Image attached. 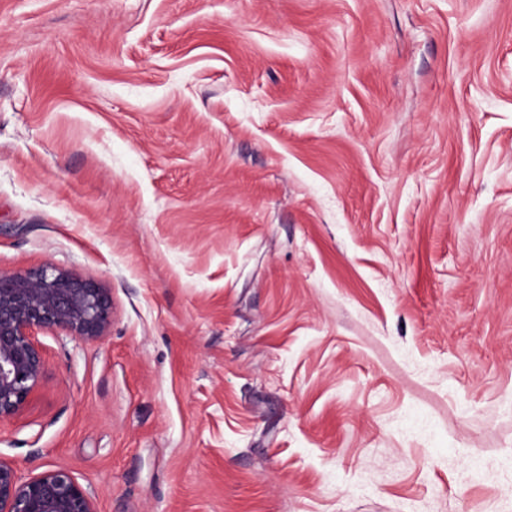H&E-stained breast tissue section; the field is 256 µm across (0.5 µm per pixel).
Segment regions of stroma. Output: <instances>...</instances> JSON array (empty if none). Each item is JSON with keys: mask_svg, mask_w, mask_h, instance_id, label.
I'll return each mask as SVG.
<instances>
[{"mask_svg": "<svg viewBox=\"0 0 512 512\" xmlns=\"http://www.w3.org/2000/svg\"><path fill=\"white\" fill-rule=\"evenodd\" d=\"M112 293L0 424L97 512H512V0H0V271Z\"/></svg>", "mask_w": 512, "mask_h": 512, "instance_id": "stroma-1", "label": "stroma"}]
</instances>
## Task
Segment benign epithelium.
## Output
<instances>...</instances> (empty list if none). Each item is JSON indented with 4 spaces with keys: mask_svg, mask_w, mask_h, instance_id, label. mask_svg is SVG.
Masks as SVG:
<instances>
[{
    "mask_svg": "<svg viewBox=\"0 0 512 512\" xmlns=\"http://www.w3.org/2000/svg\"><path fill=\"white\" fill-rule=\"evenodd\" d=\"M112 296L101 283L52 265L0 272V423L14 419L46 369L35 331L59 328L85 341L103 338ZM0 512H96L89 493L64 468L26 481L0 459Z\"/></svg>",
    "mask_w": 512,
    "mask_h": 512,
    "instance_id": "obj_1",
    "label": "benign epithelium"
}]
</instances>
